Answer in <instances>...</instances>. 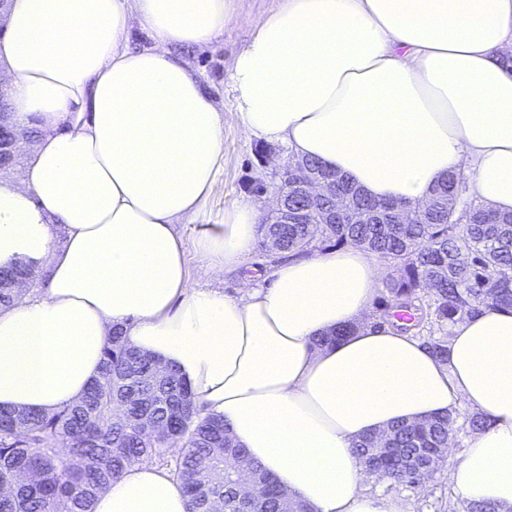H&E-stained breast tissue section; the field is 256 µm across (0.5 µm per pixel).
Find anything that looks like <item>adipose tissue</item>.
Returning a JSON list of instances; mask_svg holds the SVG:
<instances>
[{
    "mask_svg": "<svg viewBox=\"0 0 512 512\" xmlns=\"http://www.w3.org/2000/svg\"><path fill=\"white\" fill-rule=\"evenodd\" d=\"M228 12L229 0H9L0 92L40 136L25 170L0 182V266L42 267L47 287L0 308V406L49 414L78 401L119 330L175 367L203 413L311 512H402L366 490L357 441L460 406L488 425L448 455V484L507 512L512 310L458 320L443 362L365 322L384 268L356 247L283 259L235 298L191 285L174 226L214 191L224 118L174 51L216 39ZM138 24L153 47L129 46ZM510 44L512 0H285L235 59L240 129L376 200L424 201L460 169L484 205L512 212ZM260 222L240 200L196 248L215 274L240 270ZM93 512L188 502L145 460Z\"/></svg>",
    "mask_w": 512,
    "mask_h": 512,
    "instance_id": "obj_1",
    "label": "adipose tissue"
}]
</instances>
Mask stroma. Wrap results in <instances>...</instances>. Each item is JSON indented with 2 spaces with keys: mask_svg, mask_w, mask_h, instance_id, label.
<instances>
[{
  "mask_svg": "<svg viewBox=\"0 0 512 512\" xmlns=\"http://www.w3.org/2000/svg\"><path fill=\"white\" fill-rule=\"evenodd\" d=\"M284 0H232L230 16L223 34L209 44L183 48L178 52L195 70L207 93L224 116V168L219 184L206 207L194 218L177 224L186 249V266L189 279L199 288H218L225 295L240 294L244 275L267 272L272 254L255 250L244 272L224 276L215 275L207 260L196 250L195 242L201 229L210 224H220L224 214L240 199H255L266 205L267 197L256 196L254 187L263 182L275 186L279 162L287 161L286 149H279L278 162L262 163L258 141L245 137L238 125L235 94L230 81V71L237 54L254 36L259 23L279 8ZM367 491L382 493L398 500L403 512H456L459 499L448 485L444 473L438 472L430 481L417 489H390L378 480H367Z\"/></svg>",
  "mask_w": 512,
  "mask_h": 512,
  "instance_id": "obj_1",
  "label": "stroma"
}]
</instances>
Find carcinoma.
Wrapping results in <instances>:
<instances>
[{
	"instance_id": "1",
	"label": "carcinoma",
	"mask_w": 512,
	"mask_h": 512,
	"mask_svg": "<svg viewBox=\"0 0 512 512\" xmlns=\"http://www.w3.org/2000/svg\"><path fill=\"white\" fill-rule=\"evenodd\" d=\"M350 207L334 224H279L270 215L260 224V246L275 236L286 252L319 245L356 246L377 254L395 271L383 288L379 324L399 309H412L430 288L422 313H412L404 330L427 318L442 330L482 307L512 309V212L502 213L463 199L462 173L446 175L427 201L404 203L409 224H376L374 199L336 175ZM125 407L113 419L112 406ZM451 414L417 423H398L356 445L365 467L389 486L416 488L429 480L415 463L448 447ZM178 449L170 472L183 483L189 512H309L259 466L248 460L220 419L201 416L191 393L172 369L156 366L115 333L104 352L100 378L78 402L51 414L0 409V512H92L98 493L144 458L165 459ZM250 467L253 497H242L238 467Z\"/></svg>"
}]
</instances>
